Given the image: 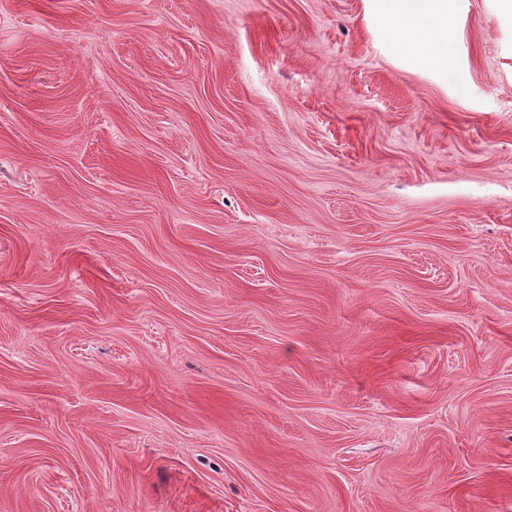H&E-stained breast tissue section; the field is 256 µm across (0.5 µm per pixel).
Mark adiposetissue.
Instances as JSON below:
<instances>
[{"label": "adipose tissue", "mask_w": 512, "mask_h": 512, "mask_svg": "<svg viewBox=\"0 0 512 512\" xmlns=\"http://www.w3.org/2000/svg\"><path fill=\"white\" fill-rule=\"evenodd\" d=\"M370 29L408 68L447 75L456 60L461 0H364Z\"/></svg>", "instance_id": "ef3b65f1"}]
</instances>
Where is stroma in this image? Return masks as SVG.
I'll return each mask as SVG.
<instances>
[{"label":"stroma","instance_id":"1","mask_svg":"<svg viewBox=\"0 0 512 512\" xmlns=\"http://www.w3.org/2000/svg\"><path fill=\"white\" fill-rule=\"evenodd\" d=\"M0 0V512H512V25ZM462 0H364L370 29L385 35L388 52L408 68L448 80L456 60Z\"/></svg>","mask_w":512,"mask_h":512}]
</instances>
